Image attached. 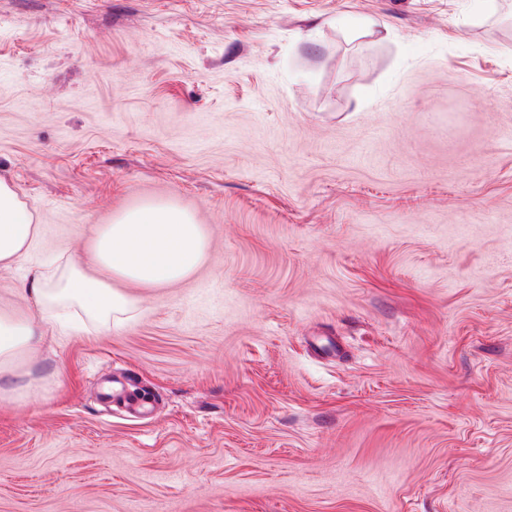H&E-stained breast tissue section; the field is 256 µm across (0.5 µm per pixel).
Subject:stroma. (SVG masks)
Wrapping results in <instances>:
<instances>
[{"instance_id": "obj_1", "label": "stroma", "mask_w": 512, "mask_h": 512, "mask_svg": "<svg viewBox=\"0 0 512 512\" xmlns=\"http://www.w3.org/2000/svg\"><path fill=\"white\" fill-rule=\"evenodd\" d=\"M482 2L0 0V178L43 227L0 302L145 201L207 238L28 355L0 512H512V0Z\"/></svg>"}]
</instances>
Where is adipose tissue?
Returning a JSON list of instances; mask_svg holds the SVG:
<instances>
[{
	"label": "adipose tissue",
	"instance_id": "adipose-tissue-1",
	"mask_svg": "<svg viewBox=\"0 0 512 512\" xmlns=\"http://www.w3.org/2000/svg\"><path fill=\"white\" fill-rule=\"evenodd\" d=\"M40 234L39 225L14 190L0 180V266L24 264ZM207 249L202 225L170 201H149L104 225L89 252L88 264L71 263L56 275L31 271L28 291L39 313L0 306V400L34 395L35 387L20 361L44 345L59 311L76 307L88 318L120 321L136 301L125 284L156 288L183 280L202 264ZM98 268L90 275L88 266Z\"/></svg>",
	"mask_w": 512,
	"mask_h": 512
}]
</instances>
